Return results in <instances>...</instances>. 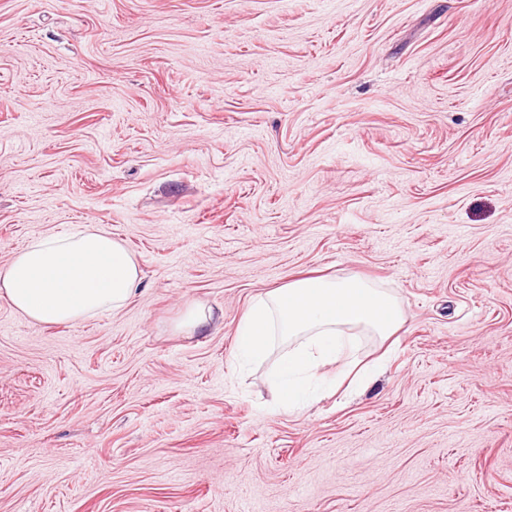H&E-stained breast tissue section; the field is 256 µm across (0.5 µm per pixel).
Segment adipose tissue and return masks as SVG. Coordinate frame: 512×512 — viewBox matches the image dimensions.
Returning a JSON list of instances; mask_svg holds the SVG:
<instances>
[{
	"instance_id": "obj_1",
	"label": "adipose tissue",
	"mask_w": 512,
	"mask_h": 512,
	"mask_svg": "<svg viewBox=\"0 0 512 512\" xmlns=\"http://www.w3.org/2000/svg\"><path fill=\"white\" fill-rule=\"evenodd\" d=\"M141 284L142 270L132 252L93 224L34 239L0 265V301L38 325L76 323L121 310ZM401 319L388 289L360 277L307 276L248 304L237 350L254 361L274 344L286 346L274 381L280 405L290 408L304 401L308 380L338 359H345L356 383L366 382L370 372L359 366L351 332L386 339Z\"/></svg>"
}]
</instances>
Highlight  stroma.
<instances>
[{"label": "stroma", "instance_id": "1", "mask_svg": "<svg viewBox=\"0 0 512 512\" xmlns=\"http://www.w3.org/2000/svg\"><path fill=\"white\" fill-rule=\"evenodd\" d=\"M84 224L141 289L0 302V512H512V0H0V264ZM311 270L402 325L288 411L237 332Z\"/></svg>", "mask_w": 512, "mask_h": 512}]
</instances>
